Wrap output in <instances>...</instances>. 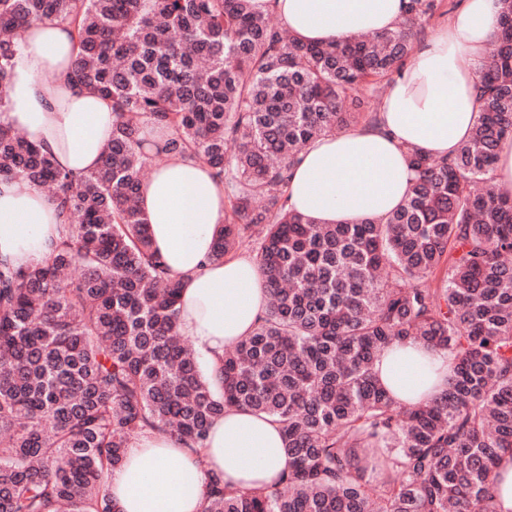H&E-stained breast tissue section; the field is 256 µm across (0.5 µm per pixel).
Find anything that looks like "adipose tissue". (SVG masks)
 I'll use <instances>...</instances> for the list:
<instances>
[{
  "mask_svg": "<svg viewBox=\"0 0 512 512\" xmlns=\"http://www.w3.org/2000/svg\"><path fill=\"white\" fill-rule=\"evenodd\" d=\"M274 11L290 34L331 42L393 29L408 0H253ZM502 0H461L385 90L378 121L322 136L300 153L288 186L290 206L318 224L386 218L416 176L409 149L453 155L478 118V64L498 31ZM71 25L33 22L17 53L11 123L72 175L96 169L112 138V102L80 87L69 59ZM155 248L182 289L177 329L207 366L249 335L268 307L265 276L247 255L212 259L224 224V187L207 165L174 158L144 179L138 198ZM61 217L44 190L24 179L0 183V260L27 267L50 257ZM380 383L399 402L430 399L447 387L448 354L408 339L377 358ZM288 455L275 418L225 409L203 450L166 435L135 439L106 486L117 512H203L213 476L252 490L275 484Z\"/></svg>",
  "mask_w": 512,
  "mask_h": 512,
  "instance_id": "adipose-tissue-1",
  "label": "adipose tissue"
}]
</instances>
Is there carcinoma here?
Returning a JSON list of instances; mask_svg holds the SVG:
<instances>
[{
  "label": "carcinoma",
  "mask_w": 512,
  "mask_h": 512,
  "mask_svg": "<svg viewBox=\"0 0 512 512\" xmlns=\"http://www.w3.org/2000/svg\"><path fill=\"white\" fill-rule=\"evenodd\" d=\"M481 67L479 119L454 156L412 150L383 220L315 224L287 207L303 147L373 119L380 95L453 5L408 0L395 29L303 44L252 0H0V113L35 21L74 27L75 81L112 100V140L79 178L0 121V182L50 192L51 257L0 260V512H116L106 474L148 431L204 447L226 407L273 416L279 485L210 483L204 512H496L512 452V197L490 171L512 135V0ZM174 130L151 156L142 118ZM193 158L224 183L214 257L254 240L271 302L225 349L221 393L177 332L179 280L137 195L147 159ZM482 185L481 192L474 187ZM416 339L455 356L448 392L402 404L376 354ZM499 483L493 488L497 512L512 511V455L503 454L497 464Z\"/></svg>",
  "instance_id": "cac0c4a2"
}]
</instances>
